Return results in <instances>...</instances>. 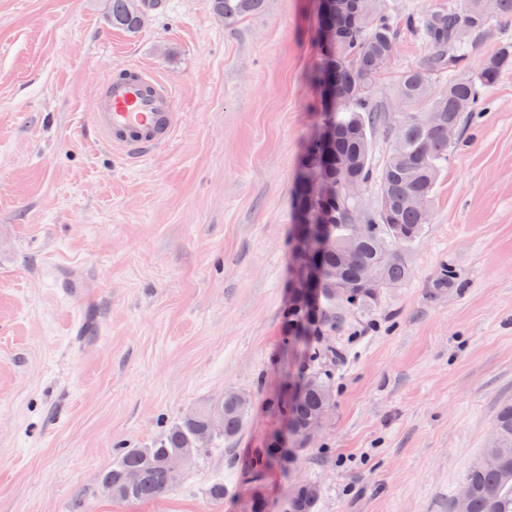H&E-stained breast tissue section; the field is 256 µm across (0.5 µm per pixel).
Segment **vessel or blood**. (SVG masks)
Listing matches in <instances>:
<instances>
[{"label": "vessel or blood", "mask_w": 512, "mask_h": 512, "mask_svg": "<svg viewBox=\"0 0 512 512\" xmlns=\"http://www.w3.org/2000/svg\"><path fill=\"white\" fill-rule=\"evenodd\" d=\"M90 122L99 139L123 158L140 161L166 147L181 124L170 85L134 66L110 76L94 99Z\"/></svg>", "instance_id": "obj_1"}]
</instances>
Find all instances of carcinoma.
Returning <instances> with one entry per match:
<instances>
[{
  "label": "carcinoma",
  "instance_id": "obj_1",
  "mask_svg": "<svg viewBox=\"0 0 512 512\" xmlns=\"http://www.w3.org/2000/svg\"><path fill=\"white\" fill-rule=\"evenodd\" d=\"M159 0H107L112 27L135 33L152 16ZM264 0H212L214 14L230 27L259 11ZM512 21V0H460L441 3L424 14H393L391 0H334V8L318 16V29L336 30V38L319 43L321 62L311 81L324 93L322 124L334 132L332 141L319 135L306 143L293 205L304 178L332 174L336 195L315 201L306 223L322 225L332 242L319 262L320 287L311 298H300L283 311L287 341H295L315 325L334 331L341 314L373 312L383 293L411 276L408 248L422 237L432 216V198L448 152L459 141L448 140V124H475L486 110L482 89L512 69V41H503L476 71L468 70L473 42L492 20ZM425 47L419 63L407 68L391 90L400 107L387 121L390 148L380 167L373 163V125L381 121L372 101L381 79L395 59L401 32ZM304 223V224H306ZM294 224L295 237L305 232ZM370 269L374 288L359 287L364 269ZM456 279L448 263L440 266L431 287L446 288ZM244 396L226 391L187 410L162 427L160 437L144 448L115 449L112 468L100 480L112 484V498L124 502L153 500L170 490L184 473H169L166 460L173 454L189 456V466L208 449L195 447L200 429L219 420L211 441L215 448L234 440L246 424ZM336 401L332 378L313 368L284 405L294 447H301L305 425L316 422ZM496 434L464 478L468 488L465 512H512V401L499 407ZM134 471L137 482L126 475ZM322 486L305 481L291 491L288 512H316Z\"/></svg>",
  "mask_w": 512,
  "mask_h": 512
}]
</instances>
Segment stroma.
<instances>
[{
	"label": "stroma",
	"mask_w": 512,
	"mask_h": 512,
	"mask_svg": "<svg viewBox=\"0 0 512 512\" xmlns=\"http://www.w3.org/2000/svg\"><path fill=\"white\" fill-rule=\"evenodd\" d=\"M318 0H266L224 27L211 0H165L135 34L106 0H0V512H448L512 401V71L463 125L411 278L322 337L336 403L293 463L248 465L272 436L309 343L286 346L291 192L321 124L308 80ZM172 87L180 128L138 163L88 128L106 76ZM457 273L428 288L441 264ZM233 390L247 424L159 499L102 496L116 442ZM224 485L223 500L209 488ZM322 495V486L317 481H305L291 491L289 512H315Z\"/></svg>",
	"instance_id": "stroma-1"
}]
</instances>
